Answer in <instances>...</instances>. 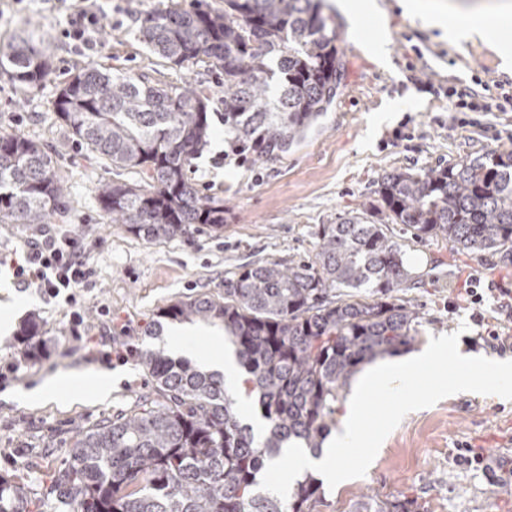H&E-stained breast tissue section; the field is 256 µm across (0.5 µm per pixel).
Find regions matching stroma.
Wrapping results in <instances>:
<instances>
[{
    "mask_svg": "<svg viewBox=\"0 0 512 512\" xmlns=\"http://www.w3.org/2000/svg\"><path fill=\"white\" fill-rule=\"evenodd\" d=\"M223 6L224 0H98L101 15L93 47L69 38L75 0H0V48L21 33L49 43L52 67L34 89L0 72V131L30 138L55 153L68 186L69 207L61 219L75 237L91 245L94 276L80 310L97 345L72 337L71 308L64 298L45 301L36 288L0 272V304L16 309L9 333L0 334V372L16 370L0 383V475L41 490L67 459L74 432L136 407L151 388L141 365L147 349H165L164 338L145 328L163 308L199 295L224 296V284L240 266L288 263L314 255L321 225L338 215L368 210L379 214L377 183L393 169L419 170L486 152L512 151V112H470L452 122L449 88L496 81L512 92V60L484 43H453L406 0H376L375 16L350 9L351 0H325L334 16L341 83L326 111L287 153L261 164L228 154L224 143L223 78L198 66L164 63L141 41L142 19L174 4ZM384 43L388 65H380L371 43ZM153 82L186 80L211 97L212 133L188 167L189 181L207 196L223 198L222 234L197 225L191 235L148 243L124 225L106 223L100 184L136 173L112 172L89 159L53 102L62 84L87 66ZM391 231L415 265L400 293L421 311L412 351L430 338L459 332L464 351L491 360H512V349L490 345L488 333L512 336V316L501 308L499 289H512V263L468 254L448 242L408 243L400 225ZM484 289L480 306L465 302V288ZM111 319H104L103 309ZM39 323L46 353L26 357L22 326ZM111 362H104V352ZM108 370L111 396L99 399L70 388L58 400L28 399L44 381L75 372ZM485 458L512 456V401L458 393L407 414L385 439L365 476L322 489L319 512H357L361 491L413 501L416 512H512V483L492 469L467 465L462 447Z\"/></svg>",
    "mask_w": 512,
    "mask_h": 512,
    "instance_id": "35a3bbf8",
    "label": "stroma"
}]
</instances>
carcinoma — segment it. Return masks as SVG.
Here are the masks:
<instances>
[{"label": "carcinoma", "mask_w": 512, "mask_h": 512, "mask_svg": "<svg viewBox=\"0 0 512 512\" xmlns=\"http://www.w3.org/2000/svg\"><path fill=\"white\" fill-rule=\"evenodd\" d=\"M328 20L322 0H224L222 9H157L140 36L167 62L223 73L228 149L269 163L304 137L337 93L339 51ZM4 57L28 88L51 71L48 47L30 34L16 37ZM54 109L89 156L140 175L99 187L108 223L147 242L189 235L196 224L224 232V200L201 195L186 175L211 135L202 91L90 66L63 84ZM377 194L411 239L441 238L512 262V151L394 169ZM66 207L51 154L0 131V224H50ZM405 283L402 244L369 214L347 213L321 225L312 259L246 264L224 285V301L168 305L159 318L222 324L258 397L264 438L241 422L223 376L147 350L141 361L151 394L77 431L42 492L31 496L0 475V512H317L314 482L298 483L289 502L256 493L257 475L291 440L320 451L359 366L410 347L419 312L395 296ZM364 287L373 299L330 298ZM360 498L362 512H412L409 500L367 491Z\"/></svg>", "instance_id": "1"}]
</instances>
